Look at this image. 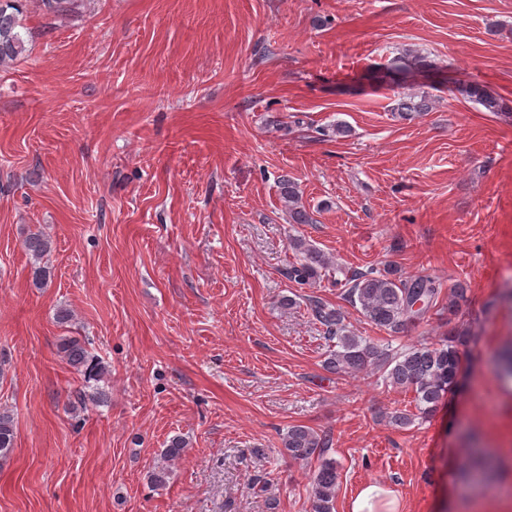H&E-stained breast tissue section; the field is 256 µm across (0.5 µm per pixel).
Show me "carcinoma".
<instances>
[{"instance_id": "cac0c4a2", "label": "carcinoma", "mask_w": 512, "mask_h": 512, "mask_svg": "<svg viewBox=\"0 0 512 512\" xmlns=\"http://www.w3.org/2000/svg\"><path fill=\"white\" fill-rule=\"evenodd\" d=\"M28 0H0V67L13 65L26 51L25 39L21 32L23 15ZM46 15H66L79 10L80 0H34ZM427 66L423 57L406 52L391 60L378 80L401 85L414 72ZM457 93L480 105L487 112L511 110L504 100L485 86L478 83L463 84ZM431 97L426 92L404 98L398 105L406 117L421 115L429 111ZM279 193L288 207V214L294 224H310L312 217L301 205L297 184L288 177L279 182ZM23 246L34 261L32 282L37 288L46 284L49 271L40 262L53 248L52 240L40 231L30 233ZM289 247L299 255V261L291 264L288 279L299 285H310L320 279L322 273L331 268V261L320 249L304 238L289 240ZM348 301L360 307L361 314L370 323L394 337L402 333L414 319L426 314L436 306L440 289L434 281L415 278L406 281L398 276L395 268L388 267L381 272L374 270L358 272L345 282ZM467 288L459 282L448 294V313L458 311L466 301ZM313 317L324 328L336 348L325 360L326 369L345 374L369 367L386 372L385 379L399 388L414 392L416 409L422 417L433 415L447 395L458 388L462 378L461 356L470 343V334L452 330L435 346L413 348L392 356L379 345L353 335L344 324L342 312L328 306L318 298L309 300ZM58 352L66 363L78 371L85 382L101 380L105 366L96 356L89 353L85 342L77 336L60 340ZM15 423L13 415L0 409V459L8 457L14 448ZM327 442L311 428L292 425L282 438V448L288 458L304 462L323 454ZM491 461L479 449L470 457V476L477 482L484 480ZM339 465L336 460L324 459L314 471L310 490V512H335L336 492L339 485Z\"/></svg>"}]
</instances>
